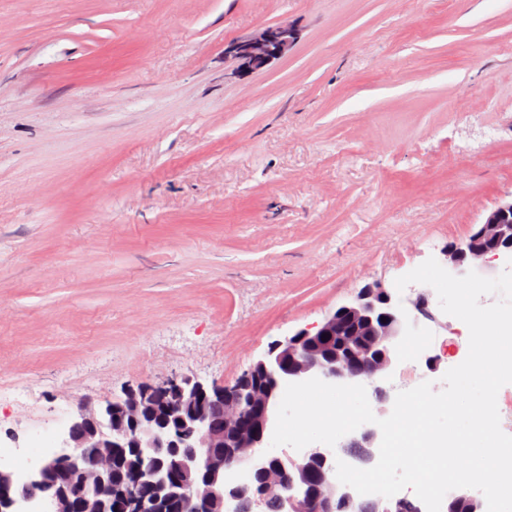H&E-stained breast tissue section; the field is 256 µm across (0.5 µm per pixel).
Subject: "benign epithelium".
I'll return each instance as SVG.
<instances>
[{"label": "benign epithelium", "mask_w": 512, "mask_h": 512, "mask_svg": "<svg viewBox=\"0 0 512 512\" xmlns=\"http://www.w3.org/2000/svg\"><path fill=\"white\" fill-rule=\"evenodd\" d=\"M295 39L296 30L287 23L267 26L225 46L224 57L241 71H261ZM443 256L459 276L483 268L491 258H512V200L499 202L465 238L450 242ZM409 304L404 307L383 282L373 281L315 327L272 342L232 384L208 386L180 376L129 387L97 409L81 407L59 451L24 477L0 469V501L7 512H32L35 504L44 506L43 512H112L114 499L126 512H164L174 499L201 504L207 512H228L229 505L253 492L248 482L230 483V474L246 471L265 478L258 512L267 498L277 500L281 512H336L339 504L353 505L360 496L337 480L335 450L310 448L286 459L263 451L276 421V384L317 377L380 389L401 341L436 319L429 291L416 293ZM349 324L361 340L333 353L316 348L324 336H338ZM378 438L373 425L356 431L373 459ZM117 448H133L140 458L125 482L113 480ZM51 481L57 489L47 497L42 489ZM74 482L86 490L80 499L71 495ZM143 485L152 489L149 500L139 495Z\"/></svg>", "instance_id": "1"}]
</instances>
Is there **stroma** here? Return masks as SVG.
<instances>
[{"instance_id": "obj_1", "label": "stroma", "mask_w": 512, "mask_h": 512, "mask_svg": "<svg viewBox=\"0 0 512 512\" xmlns=\"http://www.w3.org/2000/svg\"><path fill=\"white\" fill-rule=\"evenodd\" d=\"M286 21L264 70L225 61ZM509 198L512 0H0V444L233 382ZM467 336L424 322L375 416ZM296 35L295 28L288 23L267 26L225 46L224 58L233 59L240 71H261L288 51Z\"/></svg>"}]
</instances>
